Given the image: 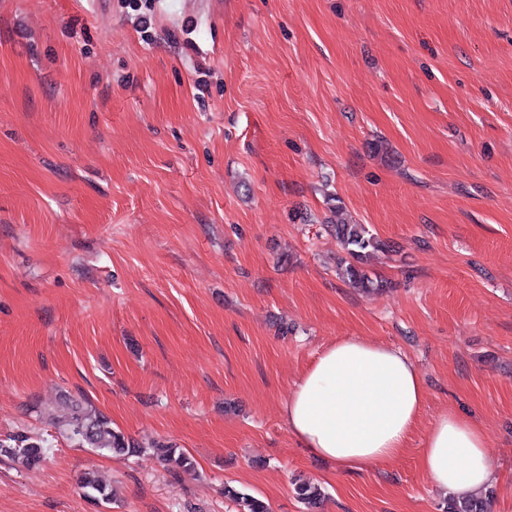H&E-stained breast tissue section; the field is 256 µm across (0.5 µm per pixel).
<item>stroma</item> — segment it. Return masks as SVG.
<instances>
[{"label": "stroma", "mask_w": 512, "mask_h": 512, "mask_svg": "<svg viewBox=\"0 0 512 512\" xmlns=\"http://www.w3.org/2000/svg\"><path fill=\"white\" fill-rule=\"evenodd\" d=\"M0 0V512H444L419 448L485 429L512 512V0ZM397 243L370 293L336 273L326 194ZM340 336L426 384L407 453L360 473L299 448L280 407ZM84 395L153 453L99 454L48 413ZM93 471L118 499L87 502ZM47 441L20 432L0 438V456L11 459L22 468H33L43 462L48 450ZM152 447L157 448L160 456H162V460L166 462L170 470L176 473H189L195 469L192 457L175 445L155 444ZM294 492L298 500L311 512L319 507L325 496L321 486L311 482L295 483ZM224 496L235 503L238 512H270V507L264 500L233 487L225 486Z\"/></svg>", "instance_id": "1"}]
</instances>
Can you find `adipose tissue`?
I'll return each mask as SVG.
<instances>
[{
    "instance_id": "ef3b65f1",
    "label": "adipose tissue",
    "mask_w": 512,
    "mask_h": 512,
    "mask_svg": "<svg viewBox=\"0 0 512 512\" xmlns=\"http://www.w3.org/2000/svg\"><path fill=\"white\" fill-rule=\"evenodd\" d=\"M425 381L401 350L354 336L324 348L281 406L298 445L349 472L402 457L422 411ZM487 436L469 414L438 416L420 465L437 486L467 497L494 478Z\"/></svg>"
}]
</instances>
